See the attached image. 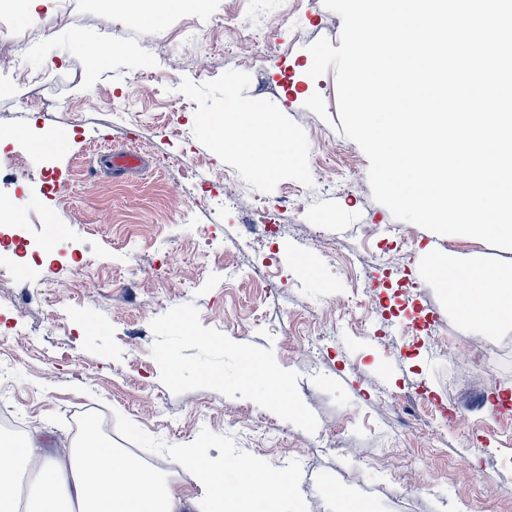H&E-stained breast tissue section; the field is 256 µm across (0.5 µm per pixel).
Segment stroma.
<instances>
[{
  "label": "stroma",
  "mask_w": 512,
  "mask_h": 512,
  "mask_svg": "<svg viewBox=\"0 0 512 512\" xmlns=\"http://www.w3.org/2000/svg\"><path fill=\"white\" fill-rule=\"evenodd\" d=\"M139 11L138 0L123 13L109 0H35L27 19L0 18V38L23 45L0 57V141L14 152L0 162V362L11 366L0 407L38 431L52 461L80 444L82 423L104 421L112 447L149 458L171 462L191 446L213 462L260 459L294 483L279 512H344L351 499L365 512H512V412L497 409L512 381L478 371L481 399L443 419L465 356L409 334L431 319L473 345L512 344V322L463 326L428 267L441 240L373 200L369 161L343 134L334 71L308 75L309 45L340 47L341 17L323 0H184L148 30ZM81 40L111 41V57L91 65ZM27 97L41 111H25ZM117 97L127 120L112 114ZM232 101L299 140L298 164L268 175L217 150L206 121ZM120 148L148 167L104 171L103 156ZM181 162L199 184L183 181ZM295 189L309 196L300 212L283 205ZM257 199L282 232L248 247ZM268 250L288 276L274 299L246 276ZM300 254L317 277L296 269ZM227 263L243 277L216 278ZM186 303L203 326L272 347L299 373L316 433L246 399L168 390L150 322ZM329 429L335 447L320 450ZM463 459L477 471L449 470ZM337 483L348 498L329 494Z\"/></svg>",
  "instance_id": "stroma-1"
}]
</instances>
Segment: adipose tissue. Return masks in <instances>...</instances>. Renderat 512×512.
<instances>
[{
    "mask_svg": "<svg viewBox=\"0 0 512 512\" xmlns=\"http://www.w3.org/2000/svg\"><path fill=\"white\" fill-rule=\"evenodd\" d=\"M212 136L240 160L266 174L277 173L295 159L294 138L277 132L270 121L253 116L245 104L233 102L209 122ZM431 273L448 295L459 320L486 331L512 321V265H484L450 259L448 251L435 254ZM185 466L199 473L205 495L194 500L195 512H268L270 501L285 482L255 459L237 464L236 496L226 480L225 465L211 463L193 448L182 451ZM38 462L36 512H184L175 487L137 459L104 443L95 426H87L82 447L70 457L44 462L32 444H0V512H19L23 492L20 469Z\"/></svg>",
    "mask_w": 512,
    "mask_h": 512,
    "instance_id": "1",
    "label": "adipose tissue"
}]
</instances>
